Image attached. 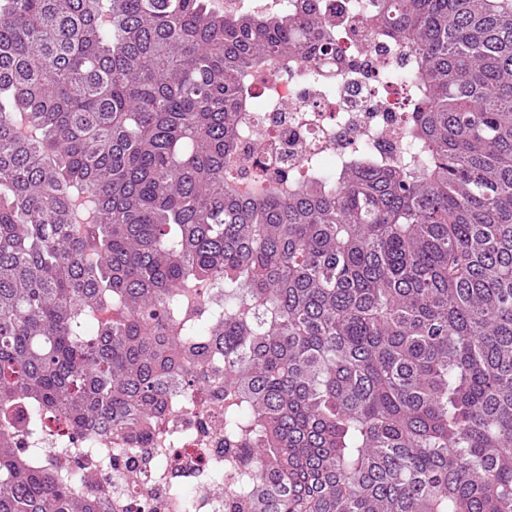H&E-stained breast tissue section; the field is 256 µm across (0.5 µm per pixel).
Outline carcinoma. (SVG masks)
I'll return each instance as SVG.
<instances>
[{"mask_svg": "<svg viewBox=\"0 0 512 512\" xmlns=\"http://www.w3.org/2000/svg\"><path fill=\"white\" fill-rule=\"evenodd\" d=\"M372 22L414 56L405 160L244 196L242 76L335 46L319 0H0V512H99L12 446L18 405L141 448L217 363L224 512H512V0ZM186 282L224 307L147 335Z\"/></svg>", "mask_w": 512, "mask_h": 512, "instance_id": "carcinoma-1", "label": "carcinoma"}]
</instances>
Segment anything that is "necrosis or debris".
<instances>
[{
  "instance_id": "4bbe7bcc",
  "label": "necrosis or debris",
  "mask_w": 512,
  "mask_h": 512,
  "mask_svg": "<svg viewBox=\"0 0 512 512\" xmlns=\"http://www.w3.org/2000/svg\"><path fill=\"white\" fill-rule=\"evenodd\" d=\"M321 11L336 29L334 57L316 64L276 58L243 77L262 101L242 112L231 160L245 185L262 174L293 186L315 156L332 175L361 148L393 158L404 149L410 51L378 34L369 0H322ZM206 385L208 394L185 386L168 399L145 448H129L108 430L72 444L70 426L53 415L39 438L21 429L12 435L21 449L41 448L55 468L82 467L86 480L77 492L101 493L121 502L123 512H179L177 488L185 490L189 512H224V404L209 398L224 382L210 377Z\"/></svg>"
}]
</instances>
